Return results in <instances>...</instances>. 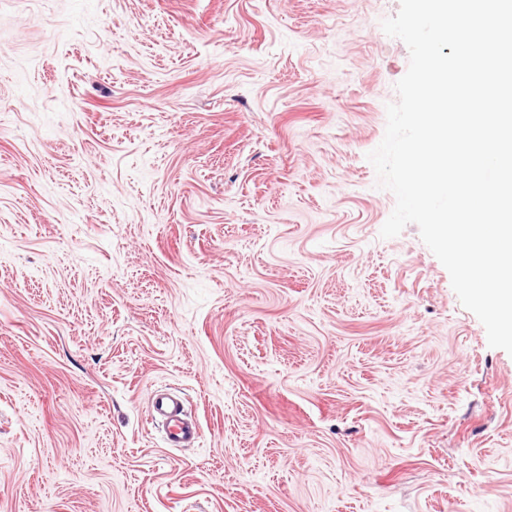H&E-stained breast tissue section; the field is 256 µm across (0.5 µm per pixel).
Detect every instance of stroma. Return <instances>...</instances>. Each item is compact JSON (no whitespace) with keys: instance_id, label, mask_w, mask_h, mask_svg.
<instances>
[{"instance_id":"1","label":"stroma","mask_w":512,"mask_h":512,"mask_svg":"<svg viewBox=\"0 0 512 512\" xmlns=\"http://www.w3.org/2000/svg\"><path fill=\"white\" fill-rule=\"evenodd\" d=\"M399 6L0 0V512H512V355L380 236ZM152 419L161 425L174 447H189L199 435V427L185 413L182 400L174 393L151 392Z\"/></svg>"}]
</instances>
